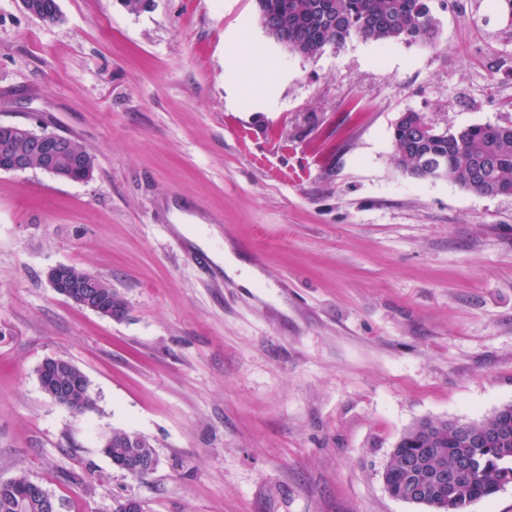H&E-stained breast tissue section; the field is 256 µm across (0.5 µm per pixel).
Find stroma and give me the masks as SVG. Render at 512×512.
<instances>
[{
	"mask_svg": "<svg viewBox=\"0 0 512 512\" xmlns=\"http://www.w3.org/2000/svg\"><path fill=\"white\" fill-rule=\"evenodd\" d=\"M58 5L0 0V124L95 157L82 182L0 170V481L57 512H425L385 487L401 435L512 403V195L403 175L392 128L512 123L501 0H429L431 45L313 58L255 0ZM60 264L123 309L55 293ZM48 357L83 371L90 411L42 390ZM118 428L152 444L148 476L103 454ZM27 13L42 21L53 23L59 19V7L57 0H26Z\"/></svg>",
	"mask_w": 512,
	"mask_h": 512,
	"instance_id": "1",
	"label": "stroma"
}]
</instances>
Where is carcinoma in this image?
<instances>
[{
	"mask_svg": "<svg viewBox=\"0 0 512 512\" xmlns=\"http://www.w3.org/2000/svg\"><path fill=\"white\" fill-rule=\"evenodd\" d=\"M26 12L45 22L59 19L57 0H26ZM258 12L288 32V40L302 46L298 54L315 57L327 47H340L355 37L374 44H431L437 21L428 0H257ZM429 126L417 138L413 126ZM396 167L418 179L432 165L442 179L478 195H512V125L474 124L461 129L442 128L426 115L409 110L393 128ZM72 156L58 168L65 179L82 181L92 176L95 157L76 141ZM80 369L58 358L47 392L68 391L74 399L94 404L90 391L73 385ZM107 456L133 461L132 476L152 472L155 454L150 442L124 430L112 432ZM469 469L456 482L453 494L436 487L438 477L454 470L461 460ZM386 488L401 496L402 485L427 489L420 504L434 512H465L470 503L490 497L512 483V404L504 405L475 421L423 419L409 428L392 448L384 471ZM26 475L0 482V512H49L42 494L32 491Z\"/></svg>",
	"mask_w": 512,
	"mask_h": 512,
	"instance_id": "carcinoma-1",
	"label": "carcinoma"
}]
</instances>
